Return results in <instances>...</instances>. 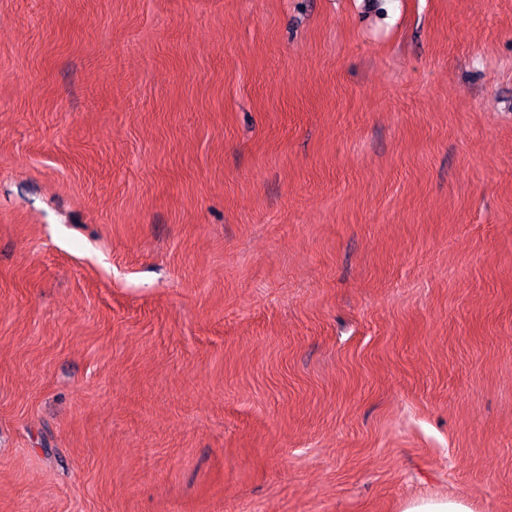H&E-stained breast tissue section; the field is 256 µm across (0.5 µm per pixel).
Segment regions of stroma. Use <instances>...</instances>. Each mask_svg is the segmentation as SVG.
Here are the masks:
<instances>
[{"mask_svg":"<svg viewBox=\"0 0 512 512\" xmlns=\"http://www.w3.org/2000/svg\"><path fill=\"white\" fill-rule=\"evenodd\" d=\"M512 512V0H0V512ZM403 512H473L463 501L447 499H419L407 503Z\"/></svg>","mask_w":512,"mask_h":512,"instance_id":"obj_1","label":"stroma"}]
</instances>
